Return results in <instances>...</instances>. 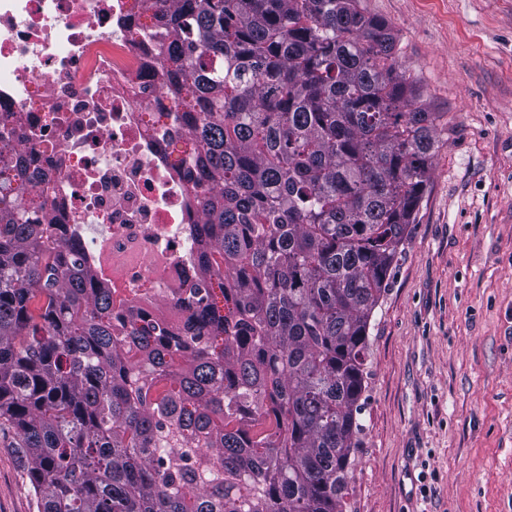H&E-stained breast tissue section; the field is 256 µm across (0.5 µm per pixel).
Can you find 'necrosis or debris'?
<instances>
[{"label":"necrosis or debris","instance_id":"4bbe7bcc","mask_svg":"<svg viewBox=\"0 0 512 512\" xmlns=\"http://www.w3.org/2000/svg\"><path fill=\"white\" fill-rule=\"evenodd\" d=\"M144 0H0V126L63 238L126 311L182 322L200 216Z\"/></svg>","mask_w":512,"mask_h":512}]
</instances>
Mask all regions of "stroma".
<instances>
[{
	"instance_id": "1",
	"label": "stroma",
	"mask_w": 512,
	"mask_h": 512,
	"mask_svg": "<svg viewBox=\"0 0 512 512\" xmlns=\"http://www.w3.org/2000/svg\"><path fill=\"white\" fill-rule=\"evenodd\" d=\"M440 118L369 330L352 512H512V0H360ZM0 432V512H36Z\"/></svg>"
}]
</instances>
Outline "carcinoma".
<instances>
[{"mask_svg": "<svg viewBox=\"0 0 512 512\" xmlns=\"http://www.w3.org/2000/svg\"><path fill=\"white\" fill-rule=\"evenodd\" d=\"M147 2L203 290L177 334L117 315L0 132V430L37 512H347L370 321L439 115L359 0Z\"/></svg>", "mask_w": 512, "mask_h": 512, "instance_id": "carcinoma-1", "label": "carcinoma"}]
</instances>
